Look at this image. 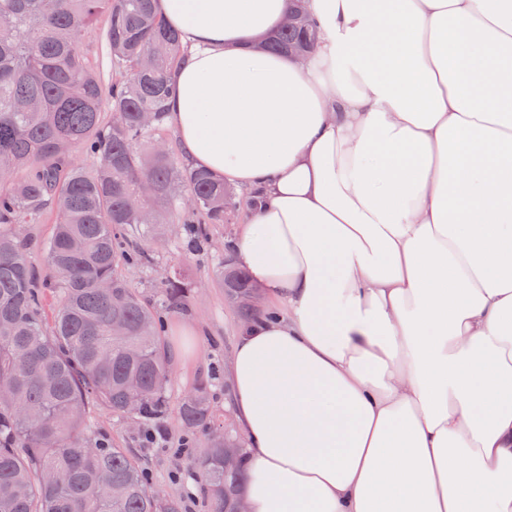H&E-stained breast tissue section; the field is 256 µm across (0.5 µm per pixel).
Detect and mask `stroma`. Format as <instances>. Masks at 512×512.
Here are the masks:
<instances>
[{
	"mask_svg": "<svg viewBox=\"0 0 512 512\" xmlns=\"http://www.w3.org/2000/svg\"><path fill=\"white\" fill-rule=\"evenodd\" d=\"M235 232L234 225L213 224L209 227V242L205 251L190 253L182 247L181 227L176 223L164 227V244L149 270H132L126 277L146 302H154L162 286L167 268H183L194 286L193 296L181 310L166 314L164 340L173 343L175 334L192 330V350L173 356L169 366L170 408L156 425L157 441L145 444L135 429L120 423L115 416L98 407H91L89 418L98 438L129 449L132 456L147 464L156 489L188 501L187 512H211L206 498L196 483L187 479V458L179 448L188 432L178 414L179 403L190 394L196 383L207 376L215 360L231 358L238 340L240 321L234 307L224 297L218 273V261L226 253V242Z\"/></svg>",
	"mask_w": 512,
	"mask_h": 512,
	"instance_id": "stroma-1",
	"label": "stroma"
}]
</instances>
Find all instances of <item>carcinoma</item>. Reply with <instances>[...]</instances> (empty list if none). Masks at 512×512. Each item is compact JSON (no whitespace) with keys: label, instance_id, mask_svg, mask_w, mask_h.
<instances>
[{"label":"carcinoma","instance_id":"carcinoma-1","mask_svg":"<svg viewBox=\"0 0 512 512\" xmlns=\"http://www.w3.org/2000/svg\"><path fill=\"white\" fill-rule=\"evenodd\" d=\"M103 16L108 87L80 44ZM315 33L310 20L305 31L282 27L262 50L293 54ZM181 51L153 0H0V512H182L178 499L156 494L128 449L97 438L87 416L95 403L148 427L169 408L161 313L184 305L190 283L173 267L156 302H143L125 272L151 260L125 246L124 231L143 226L158 239L149 201L161 197L168 218L184 225L187 249L199 252L207 225L245 204L165 147ZM75 151L93 167L76 163ZM48 209L56 225L45 251L49 283L40 288L19 227ZM220 275L241 320L257 317L248 275L226 257ZM48 290L57 295L50 325ZM215 379L213 370L200 380L179 415L203 436L191 471L212 512H233L247 458L240 449L225 466L235 435L209 438L224 427L211 398Z\"/></svg>","mask_w":512,"mask_h":512}]
</instances>
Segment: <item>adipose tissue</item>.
<instances>
[{"label":"adipose tissue","mask_w":512,"mask_h":512,"mask_svg":"<svg viewBox=\"0 0 512 512\" xmlns=\"http://www.w3.org/2000/svg\"><path fill=\"white\" fill-rule=\"evenodd\" d=\"M154 0L184 160L283 314L227 380L249 512H512V0ZM300 19L303 21L301 15L294 16L291 12L288 16L286 26L290 25L294 20ZM307 29L308 32L296 26L281 27L262 44V50L273 54H294L295 52L300 51L305 42L309 38L312 39L316 33L314 25L308 15Z\"/></svg>","instance_id":"obj_1"}]
</instances>
